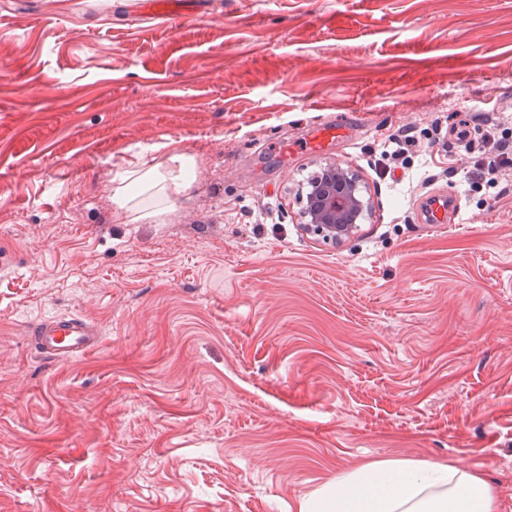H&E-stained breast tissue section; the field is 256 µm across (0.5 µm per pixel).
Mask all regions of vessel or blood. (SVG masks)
I'll return each instance as SVG.
<instances>
[{
  "label": "vessel or blood",
  "mask_w": 512,
  "mask_h": 512,
  "mask_svg": "<svg viewBox=\"0 0 512 512\" xmlns=\"http://www.w3.org/2000/svg\"><path fill=\"white\" fill-rule=\"evenodd\" d=\"M186 0H137L135 14L165 21L179 13ZM28 339L34 349L49 358L73 359L87 356L101 343V332L84 319L51 317L32 324Z\"/></svg>",
  "instance_id": "obj_1"
}]
</instances>
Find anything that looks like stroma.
Masks as SVG:
<instances>
[{
	"label": "stroma",
	"instance_id": "35a3bbf8",
	"mask_svg": "<svg viewBox=\"0 0 512 512\" xmlns=\"http://www.w3.org/2000/svg\"><path fill=\"white\" fill-rule=\"evenodd\" d=\"M129 2L0 0V512H296L386 458L512 512V168L468 177L512 140V0ZM178 154L190 190L118 207ZM328 162L373 200L340 245L302 228ZM51 316L99 348L44 359ZM133 12L136 15L150 17L155 20L166 21L168 18L181 13L183 5L191 3L186 0H135ZM28 339L41 355L54 360L87 356L100 346L101 332L84 319L50 317L32 324Z\"/></svg>",
	"mask_w": 512,
	"mask_h": 512
}]
</instances>
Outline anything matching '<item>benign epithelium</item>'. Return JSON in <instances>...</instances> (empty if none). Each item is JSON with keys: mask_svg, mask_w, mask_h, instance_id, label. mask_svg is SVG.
Here are the masks:
<instances>
[{"mask_svg": "<svg viewBox=\"0 0 512 512\" xmlns=\"http://www.w3.org/2000/svg\"><path fill=\"white\" fill-rule=\"evenodd\" d=\"M372 210V203L357 175L327 163L306 183L305 227L322 240L341 243L352 237Z\"/></svg>", "mask_w": 512, "mask_h": 512, "instance_id": "7a95c632", "label": "benign epithelium"}]
</instances>
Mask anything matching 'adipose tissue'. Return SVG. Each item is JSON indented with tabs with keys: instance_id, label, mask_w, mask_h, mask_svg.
I'll return each instance as SVG.
<instances>
[{
	"instance_id": "obj_1",
	"label": "adipose tissue",
	"mask_w": 512,
	"mask_h": 512,
	"mask_svg": "<svg viewBox=\"0 0 512 512\" xmlns=\"http://www.w3.org/2000/svg\"><path fill=\"white\" fill-rule=\"evenodd\" d=\"M174 168L133 169L117 187L118 202L139 211L146 199L183 194L192 183L191 163L180 155ZM297 512H499V497L474 470L443 461L381 459L339 474L300 498Z\"/></svg>"
}]
</instances>
